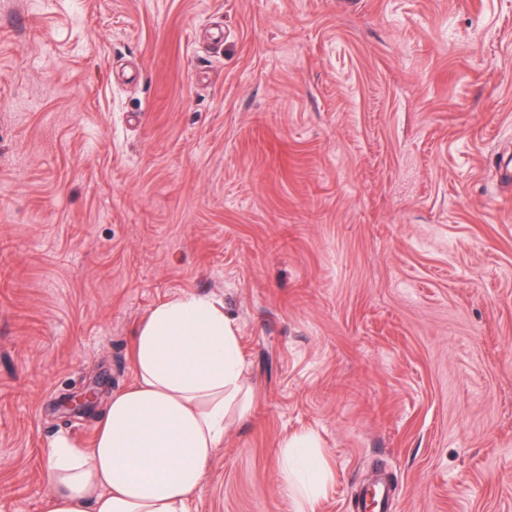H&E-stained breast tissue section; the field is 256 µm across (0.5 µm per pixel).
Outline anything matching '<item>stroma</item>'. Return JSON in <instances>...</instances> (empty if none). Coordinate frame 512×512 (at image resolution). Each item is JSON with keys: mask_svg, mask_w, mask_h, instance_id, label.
Returning <instances> with one entry per match:
<instances>
[{"mask_svg": "<svg viewBox=\"0 0 512 512\" xmlns=\"http://www.w3.org/2000/svg\"><path fill=\"white\" fill-rule=\"evenodd\" d=\"M512 0H0V512L53 405L213 294L254 387L189 512H512ZM279 448L282 482L300 503L298 512H305L304 505H312L329 480L316 450L320 448L319 440L313 433L296 434L281 442Z\"/></svg>", "mask_w": 512, "mask_h": 512, "instance_id": "1", "label": "stroma"}]
</instances>
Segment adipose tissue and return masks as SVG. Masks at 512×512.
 <instances>
[{"instance_id": "ef3b65f1", "label": "adipose tissue", "mask_w": 512, "mask_h": 512, "mask_svg": "<svg viewBox=\"0 0 512 512\" xmlns=\"http://www.w3.org/2000/svg\"><path fill=\"white\" fill-rule=\"evenodd\" d=\"M132 364L135 383L111 396L91 447L50 444L43 512H188L216 448L251 413L237 327L213 297L151 308L133 332ZM319 446L311 433L279 445L282 482L303 505L329 480Z\"/></svg>"}]
</instances>
